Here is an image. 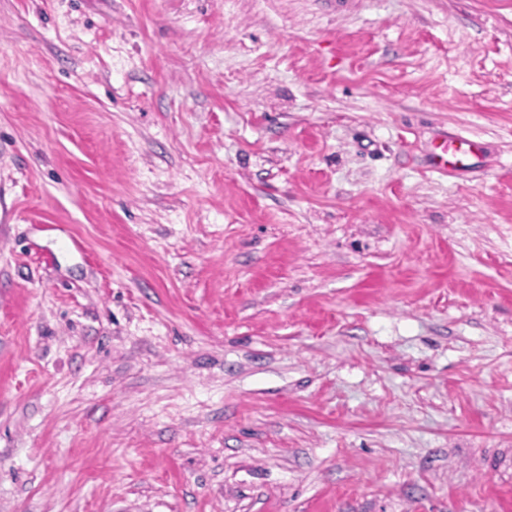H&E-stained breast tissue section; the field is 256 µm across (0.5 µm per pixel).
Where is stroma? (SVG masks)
<instances>
[{
    "mask_svg": "<svg viewBox=\"0 0 512 512\" xmlns=\"http://www.w3.org/2000/svg\"><path fill=\"white\" fill-rule=\"evenodd\" d=\"M0 512H512V0H0Z\"/></svg>",
    "mask_w": 512,
    "mask_h": 512,
    "instance_id": "obj_1",
    "label": "stroma"
}]
</instances>
